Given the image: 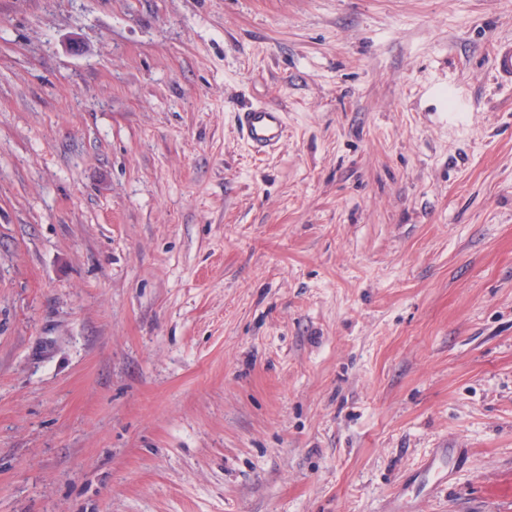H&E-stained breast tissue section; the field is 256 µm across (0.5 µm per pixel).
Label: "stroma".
Returning <instances> with one entry per match:
<instances>
[{
	"label": "stroma",
	"mask_w": 512,
	"mask_h": 512,
	"mask_svg": "<svg viewBox=\"0 0 512 512\" xmlns=\"http://www.w3.org/2000/svg\"><path fill=\"white\" fill-rule=\"evenodd\" d=\"M501 40L512 0H0V512H512ZM238 124L243 137L257 154H267L282 143L284 122L282 113L265 107L238 113ZM458 448H437L423 463L418 475L427 477L430 488L448 483L454 473Z\"/></svg>",
	"instance_id": "obj_1"
}]
</instances>
